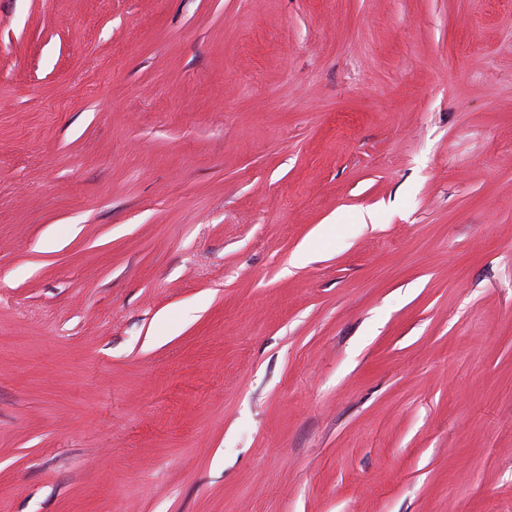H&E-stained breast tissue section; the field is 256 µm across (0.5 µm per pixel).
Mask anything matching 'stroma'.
Segmentation results:
<instances>
[{"label": "stroma", "instance_id": "35a3bbf8", "mask_svg": "<svg viewBox=\"0 0 512 512\" xmlns=\"http://www.w3.org/2000/svg\"><path fill=\"white\" fill-rule=\"evenodd\" d=\"M0 512H512V0H0Z\"/></svg>", "mask_w": 512, "mask_h": 512}]
</instances>
